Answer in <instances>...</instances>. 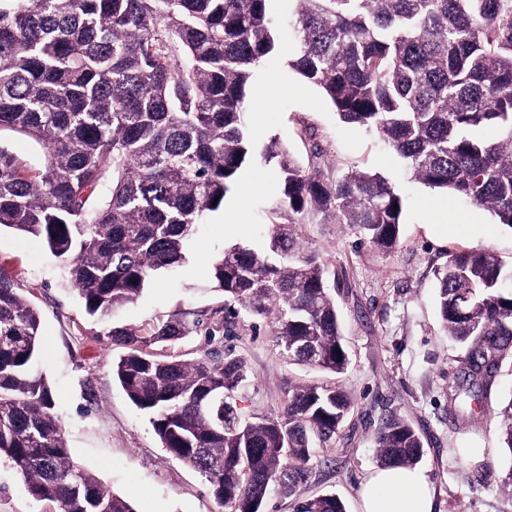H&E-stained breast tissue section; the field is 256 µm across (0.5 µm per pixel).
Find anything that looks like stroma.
I'll use <instances>...</instances> for the list:
<instances>
[{"label": "stroma", "instance_id": "35a3bbf8", "mask_svg": "<svg viewBox=\"0 0 512 512\" xmlns=\"http://www.w3.org/2000/svg\"><path fill=\"white\" fill-rule=\"evenodd\" d=\"M267 7L279 22L280 50L263 60L253 86L275 82L287 91L269 107L267 125L254 128L258 144L278 139L331 179L351 170L380 173L404 200L400 240L388 252L358 245L353 231L338 224L297 228L336 273L348 366L334 374L291 364L280 355L267 323L244 314L232 331L224 329V295L206 267L225 244L263 242L279 184L274 168L260 160L242 168L223 207L199 226L187 244L185 264L156 275L117 321L145 335L158 320L176 314L201 319L203 329L152 350L186 361L220 360L228 353L241 358L248 381L237 407L246 419L278 413L297 384L336 386L351 397L352 407L335 434L316 440L307 482L294 496L271 494L264 512H296L301 502L322 495L339 497L346 512H359L360 483L378 466L373 435L390 416L409 420L423 438L421 466L431 481L434 512H512V492L501 485L512 459L501 444L498 417L512 393V358L504 361L481 411L449 402L448 388L456 382L465 349L443 332L434 302L436 272L449 251L481 245L511 264L512 229L414 180L376 133L341 122L325 95L286 63L293 0H268ZM234 212L243 213L246 224L228 223ZM0 275L41 315L45 355L39 368L55 393L74 460L130 498L137 512H224L204 479L161 447L148 417L117 384L112 361L124 347L99 340L103 325L86 313L44 243L1 229ZM0 512L60 509L34 499L2 459Z\"/></svg>", "mask_w": 512, "mask_h": 512}]
</instances>
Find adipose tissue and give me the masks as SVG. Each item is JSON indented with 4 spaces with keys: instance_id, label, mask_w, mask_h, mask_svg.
Listing matches in <instances>:
<instances>
[{
    "instance_id": "1",
    "label": "adipose tissue",
    "mask_w": 512,
    "mask_h": 512,
    "mask_svg": "<svg viewBox=\"0 0 512 512\" xmlns=\"http://www.w3.org/2000/svg\"><path fill=\"white\" fill-rule=\"evenodd\" d=\"M430 486L418 467L373 469L360 484V512H433Z\"/></svg>"
}]
</instances>
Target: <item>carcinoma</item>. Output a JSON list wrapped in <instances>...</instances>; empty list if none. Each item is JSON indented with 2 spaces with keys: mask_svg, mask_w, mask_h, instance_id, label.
Masks as SVG:
<instances>
[{
  "mask_svg": "<svg viewBox=\"0 0 512 512\" xmlns=\"http://www.w3.org/2000/svg\"><path fill=\"white\" fill-rule=\"evenodd\" d=\"M296 2L289 67L342 122L381 135L417 181L512 230V0ZM276 49L267 0H0V133L38 146L35 164L0 148V227L42 240L87 314L108 322L153 275L185 263L198 224L258 155L276 166V222L263 251L234 243L209 267L224 331L242 313L265 319L283 358L340 374L348 359L335 285L297 225L344 224L391 250L403 198L379 173L332 180L276 139L257 147L249 89ZM436 278L442 326L467 348L448 397L474 400L512 355V265L475 246L449 253ZM199 326L171 317L147 336L113 327L105 336L126 346L113 376L226 512H263L270 490L291 494L305 481L312 437L334 433L351 401L331 386L296 385L276 416L243 420L241 359L150 351ZM42 355L39 311L0 276V459L61 512H136L72 458ZM498 417L511 488L512 397ZM373 440L383 468L423 459L404 420L384 421ZM300 512L345 508L325 495Z\"/></svg>",
  "mask_w": 512,
  "mask_h": 512,
  "instance_id": "1",
  "label": "carcinoma"
}]
</instances>
